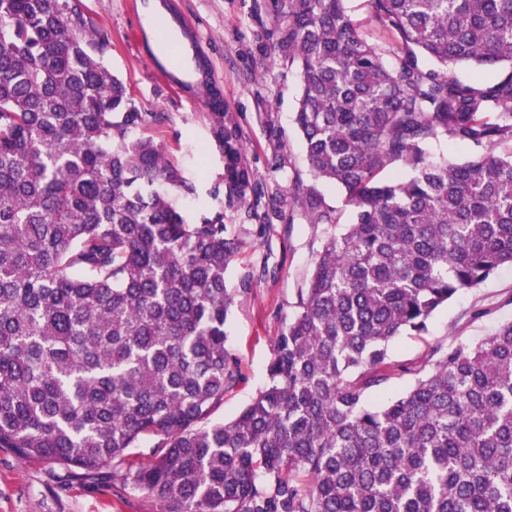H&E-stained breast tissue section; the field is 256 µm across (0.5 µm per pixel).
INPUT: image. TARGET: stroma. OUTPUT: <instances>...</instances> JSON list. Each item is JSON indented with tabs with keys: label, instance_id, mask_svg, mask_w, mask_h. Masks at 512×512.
Here are the masks:
<instances>
[{
	"label": "stroma",
	"instance_id": "1",
	"mask_svg": "<svg viewBox=\"0 0 512 512\" xmlns=\"http://www.w3.org/2000/svg\"><path fill=\"white\" fill-rule=\"evenodd\" d=\"M131 0H83L98 31L107 34L106 61L123 79L141 111L159 121L151 135L165 155L196 186L176 205L187 222L217 207L238 243L225 280L235 303L224 326L227 345L239 360L242 379L224 396L217 421L234 419L263 386L271 345L291 318L299 292L321 247L324 227L309 221L296 184H317L341 223L352 221L346 193L330 183H315L293 114L301 95L296 65L275 55L280 17L271 0H179L185 17L201 35L209 73L221 86L224 109L236 124L251 185L243 199L217 203L209 192L224 172L211 138L202 95L173 91L153 66L156 44L133 37L136 17ZM250 281L241 292L242 281ZM512 320V268L463 292L432 317L423 336H402L390 346L398 364L421 362L431 346L476 344ZM0 512H161L146 491L122 485L118 469L75 475L52 462H29L0 448Z\"/></svg>",
	"mask_w": 512,
	"mask_h": 512
}]
</instances>
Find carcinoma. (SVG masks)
<instances>
[{"label": "carcinoma", "instance_id": "carcinoma-1", "mask_svg": "<svg viewBox=\"0 0 512 512\" xmlns=\"http://www.w3.org/2000/svg\"><path fill=\"white\" fill-rule=\"evenodd\" d=\"M369 4L386 50L344 0H274L294 124L353 222L293 186L325 236L264 385L224 422L241 378L224 213L176 210L196 188L144 135L157 115L107 66L81 0H0V448L85 475L115 462L162 512H512V321L415 366L389 353L512 267V149L496 152L512 146V0ZM465 63L500 74L464 83ZM210 122V195L242 199L236 126L222 109ZM439 139L479 153L432 161ZM396 162L409 175L380 179ZM397 370L414 383L369 402Z\"/></svg>", "mask_w": 512, "mask_h": 512}]
</instances>
